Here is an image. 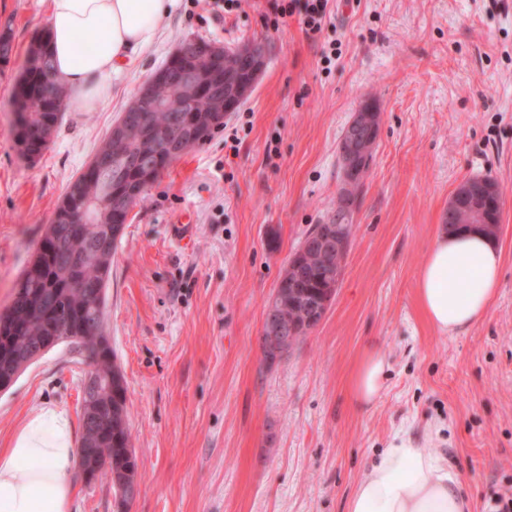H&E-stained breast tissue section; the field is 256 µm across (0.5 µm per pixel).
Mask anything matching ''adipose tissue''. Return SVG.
Here are the masks:
<instances>
[{"instance_id":"1","label":"adipose tissue","mask_w":512,"mask_h":512,"mask_svg":"<svg viewBox=\"0 0 512 512\" xmlns=\"http://www.w3.org/2000/svg\"><path fill=\"white\" fill-rule=\"evenodd\" d=\"M174 0H48L50 52L56 76L78 108L102 105L112 73L132 64L155 38ZM92 39L83 48L80 38ZM501 256L476 230L440 234L420 270L416 295L436 331L457 334L482 322L500 286ZM387 356L359 360L351 382L357 405L372 406L383 390ZM78 457L65 411L46 407L0 448V512H69ZM459 477L427 439L397 434L356 482L346 512H468Z\"/></svg>"}]
</instances>
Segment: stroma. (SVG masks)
<instances>
[{
  "instance_id": "35a3bbf8",
  "label": "stroma",
  "mask_w": 512,
  "mask_h": 512,
  "mask_svg": "<svg viewBox=\"0 0 512 512\" xmlns=\"http://www.w3.org/2000/svg\"><path fill=\"white\" fill-rule=\"evenodd\" d=\"M274 0H175L154 42L110 79L97 109L69 105L38 160L15 141L14 90L48 27L46 0H0V309L69 184L141 84L186 39L264 42L267 67L239 114L235 150L216 129L134 205L112 256L105 333L129 400L139 492L128 512H345L355 481L402 428L443 427L474 512L512 489V0H330L309 37L274 24ZM341 49L325 65L330 45ZM374 157L349 209L353 236L323 321L276 362L263 313L283 267L336 217L338 143L365 103ZM500 191V288L487 319L448 336L425 321L417 278L464 180ZM389 358L357 408L366 350ZM86 357L62 343L0 392V448L44 406L79 426ZM72 512H119L105 479L74 472ZM388 367L387 355L380 350L367 351L359 360L351 382L357 405L370 407L380 397Z\"/></svg>"
}]
</instances>
